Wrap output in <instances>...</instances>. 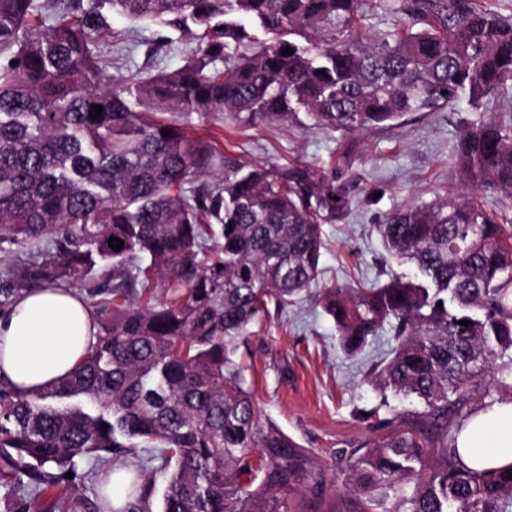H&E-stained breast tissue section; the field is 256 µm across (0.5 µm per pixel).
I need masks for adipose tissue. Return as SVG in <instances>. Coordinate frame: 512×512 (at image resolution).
<instances>
[{
	"mask_svg": "<svg viewBox=\"0 0 512 512\" xmlns=\"http://www.w3.org/2000/svg\"><path fill=\"white\" fill-rule=\"evenodd\" d=\"M96 341L93 316L76 295L55 289L27 293L0 315V372L18 387L43 388L67 376ZM456 446L472 469L512 467V396L478 408Z\"/></svg>",
	"mask_w": 512,
	"mask_h": 512,
	"instance_id": "obj_1",
	"label": "adipose tissue"
}]
</instances>
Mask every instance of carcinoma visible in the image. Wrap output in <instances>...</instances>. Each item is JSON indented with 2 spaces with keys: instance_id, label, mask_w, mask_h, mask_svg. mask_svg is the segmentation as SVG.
<instances>
[{
  "instance_id": "cac0c4a2",
  "label": "carcinoma",
  "mask_w": 512,
  "mask_h": 512,
  "mask_svg": "<svg viewBox=\"0 0 512 512\" xmlns=\"http://www.w3.org/2000/svg\"><path fill=\"white\" fill-rule=\"evenodd\" d=\"M364 2L0 0V312L33 290L77 287L97 327L51 386L0 375L4 512L115 457L168 474L160 512H291L302 490L324 497L313 454L262 422L238 358L268 304L312 291L346 356L391 333L371 381L424 403L411 416L373 411L389 434L344 454L353 512H512V468L476 472L456 447L474 394L512 391V221L476 195L512 205V119L459 133L466 192L374 225L411 273L324 290L323 226L352 203L336 175L252 164L188 132L195 119L250 129L302 113L357 133L512 84L511 16L480 0H402L409 26L362 33ZM106 7L191 22L198 48L172 71L119 67L110 79L93 38L111 27ZM127 495L123 512H153L147 484Z\"/></svg>"
}]
</instances>
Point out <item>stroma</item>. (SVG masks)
<instances>
[{"label": "stroma", "mask_w": 512, "mask_h": 512, "mask_svg": "<svg viewBox=\"0 0 512 512\" xmlns=\"http://www.w3.org/2000/svg\"><path fill=\"white\" fill-rule=\"evenodd\" d=\"M116 32L130 37L128 63L151 74L180 67L186 51L197 44L196 32L116 16L111 32L96 39L103 55L112 54ZM508 107L512 108V86L478 106L463 97L440 111L410 113L396 125L361 133L319 129L302 117L257 129L227 125L212 134L218 144L252 163L301 160L335 172L348 186L353 206L344 222L325 227L323 284H382L395 265L386 257L373 225L392 209L427 205L459 191L452 156L462 123L503 117ZM372 195L376 203L367 204ZM390 347L389 336L383 335L357 357H346L333 321L309 296L287 309L262 313L241 349L245 377L261 416L311 449L326 479L328 500L341 504L352 497L341 452L382 435L371 427L367 413L384 405L402 413L419 408L414 399L382 396L368 381L371 365Z\"/></svg>", "instance_id": "stroma-1"}]
</instances>
